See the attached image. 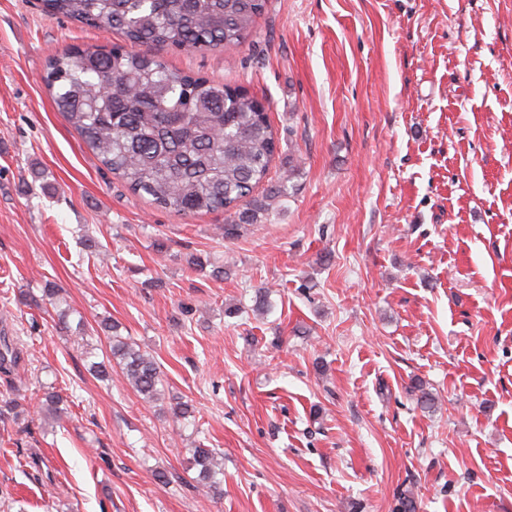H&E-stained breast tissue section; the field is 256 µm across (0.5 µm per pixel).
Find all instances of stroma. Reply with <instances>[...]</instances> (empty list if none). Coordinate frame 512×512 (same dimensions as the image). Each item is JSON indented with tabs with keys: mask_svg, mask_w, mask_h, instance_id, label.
<instances>
[{
	"mask_svg": "<svg viewBox=\"0 0 512 512\" xmlns=\"http://www.w3.org/2000/svg\"><path fill=\"white\" fill-rule=\"evenodd\" d=\"M120 41L0 0V336L22 351L0 399L26 408L0 420V512H512V0H269L241 45L152 48L269 106L255 194L291 190L232 238L223 210L132 193L57 112L48 57ZM106 319L162 400L114 366ZM112 324V355L119 360L121 373L128 384L148 402L158 400L162 395L160 370L155 359L143 352L129 338L117 334ZM115 329V330H113ZM193 466L198 469V489L206 492L212 498L224 497L223 480L217 476L224 475V457L213 448H203L200 445L190 448Z\"/></svg>",
	"mask_w": 512,
	"mask_h": 512,
	"instance_id": "35a3bbf8",
	"label": "stroma"
}]
</instances>
